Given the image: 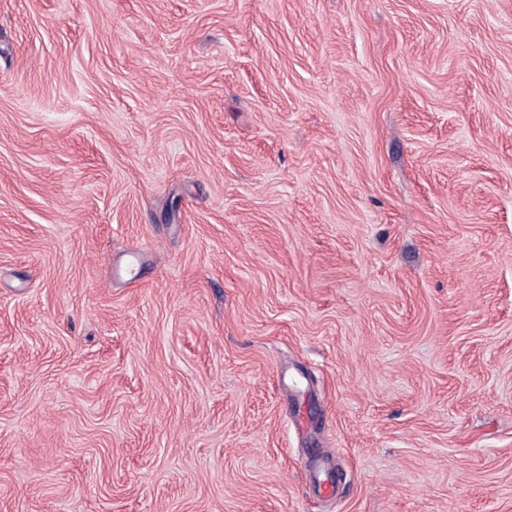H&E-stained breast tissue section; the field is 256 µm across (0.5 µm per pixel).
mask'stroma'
Masks as SVG:
<instances>
[{
  "mask_svg": "<svg viewBox=\"0 0 512 512\" xmlns=\"http://www.w3.org/2000/svg\"><path fill=\"white\" fill-rule=\"evenodd\" d=\"M0 512H512V0H0Z\"/></svg>",
  "mask_w": 512,
  "mask_h": 512,
  "instance_id": "obj_1",
  "label": "stroma"
}]
</instances>
